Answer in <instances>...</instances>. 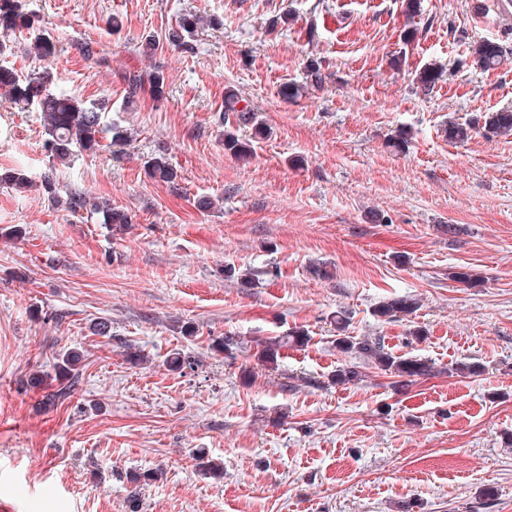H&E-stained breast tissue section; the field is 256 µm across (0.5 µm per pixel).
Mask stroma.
<instances>
[{"mask_svg":"<svg viewBox=\"0 0 512 512\" xmlns=\"http://www.w3.org/2000/svg\"><path fill=\"white\" fill-rule=\"evenodd\" d=\"M484 2L478 15L473 0H421L409 17L402 0H28L36 22L12 51L18 74L40 65L27 46L53 35L64 47L50 63L54 89L106 104L133 137H103L97 154L54 165L40 112L0 97V170L32 181L0 182L1 506L512 512V136L446 134L512 109V59L483 71L469 54L483 40L512 50V12ZM187 13L208 24L182 49L166 37ZM146 36L157 42L149 56ZM312 62L318 88L306 85ZM431 63L444 72L425 95L415 79ZM156 70L164 99L127 104L125 75ZM292 83L307 90L284 99ZM229 90L271 129L247 164L224 151ZM400 129L411 139L397 153L388 139ZM161 150L176 184L145 171ZM48 171L59 196L109 201L131 224L52 203L40 187ZM199 196L223 204L204 212ZM322 263L330 278L315 274ZM458 269L480 285L453 281ZM405 294L420 301L415 315L374 316ZM339 311L350 335L384 336L395 355L430 360L432 375L401 391L371 368L333 384L338 367L360 362L336 348ZM100 321L109 335L94 334ZM297 328L307 347L258 361L257 340ZM226 336L243 348L214 351ZM72 349L79 381L48 403L58 382L27 380ZM173 352L195 367L169 370ZM470 358L484 374L449 375ZM201 450L222 474L199 469ZM156 470L130 500L128 473Z\"/></svg>","mask_w":512,"mask_h":512,"instance_id":"35a3bbf8","label":"stroma"}]
</instances>
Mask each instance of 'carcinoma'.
<instances>
[{
  "label": "carcinoma",
  "instance_id": "carcinoma-1",
  "mask_svg": "<svg viewBox=\"0 0 512 512\" xmlns=\"http://www.w3.org/2000/svg\"><path fill=\"white\" fill-rule=\"evenodd\" d=\"M35 15L28 10L26 0H0V33L22 32L34 26ZM201 17L187 14L180 18L178 25L168 32V42L174 46H188L187 38L194 35ZM58 53L57 41L51 36H43L34 44V56L40 61H50ZM506 50L495 42L482 41L471 48L473 61L485 69H496L504 60ZM441 76V68L430 64L417 74V88L423 94H429ZM129 96L149 90L157 98L164 96L165 78L163 73L135 74L128 76ZM0 94L5 95L14 104L23 108H35L43 116L45 129V149L49 157L57 162H65L79 149L95 154L100 149L101 134L104 132L103 107H87L84 102L52 89V73L44 69L27 76H21L7 65L0 64ZM224 111L232 113L228 121L229 128L224 130V152L240 160H249L254 152L253 140L268 136V128L259 122L257 112L240 99L233 91L224 95ZM251 128L253 138H242L232 128ZM489 133L512 136V110L492 113L485 119L484 125L472 122L467 125L448 124V139L465 142L471 139L479 128ZM147 174L157 182L171 183L176 178V170L168 161L166 153L161 151L146 161ZM0 182L10 183L18 188L30 185L27 175L16 169L0 172ZM66 208L78 212L86 208L94 214L102 215V223L115 226L130 223L128 214L112 208L109 202H91L76 191L67 195ZM419 308L418 300L412 295L393 297L381 302L376 308V315L384 320L411 316ZM347 318L336 316V348L343 353L356 354L367 361V365L396 378L395 384L403 387L417 378L432 374L431 363L423 358L396 356L385 344L382 336H365L356 338L345 334ZM310 341V336L303 330L289 332L285 336L269 337L257 341L260 346L258 360L275 365L285 347H303ZM81 356L72 351L57 359L54 365L56 376L67 381L57 392L51 394V400L64 397L71 392ZM483 367L476 362L460 361L448 368V374L462 377L478 376ZM362 372L355 365L336 370L334 381L338 385H347L360 380Z\"/></svg>",
  "mask_w": 512,
  "mask_h": 512
}]
</instances>
